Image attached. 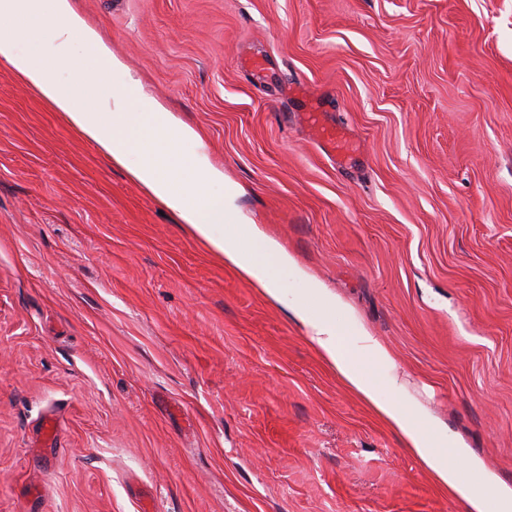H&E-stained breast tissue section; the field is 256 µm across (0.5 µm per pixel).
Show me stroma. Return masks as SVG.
Wrapping results in <instances>:
<instances>
[{
	"instance_id": "35a3bbf8",
	"label": "stroma",
	"mask_w": 512,
	"mask_h": 512,
	"mask_svg": "<svg viewBox=\"0 0 512 512\" xmlns=\"http://www.w3.org/2000/svg\"><path fill=\"white\" fill-rule=\"evenodd\" d=\"M74 5L387 348L463 479L512 489V0ZM0 512L467 509L0 62Z\"/></svg>"
}]
</instances>
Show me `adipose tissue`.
<instances>
[{"label":"adipose tissue","mask_w":512,"mask_h":512,"mask_svg":"<svg viewBox=\"0 0 512 512\" xmlns=\"http://www.w3.org/2000/svg\"><path fill=\"white\" fill-rule=\"evenodd\" d=\"M5 20L18 22L19 29L0 32V61L69 128L173 212L211 255L269 302L294 310L318 357L402 436L438 489L465 500L468 512H512L511 489L491 479L477 489L461 479L459 467L469 460L465 449L403 396L387 349L367 333L341 328L333 296L319 282L302 278L287 253L240 211L237 187L226 184L193 128L131 77L124 90L101 83L88 101L77 99L58 74L77 55L103 72L121 73L125 66L72 0H0V22ZM27 31L43 34L30 49L21 46ZM187 144L192 147L188 153L183 150ZM308 296L316 299V307L305 305ZM378 369L384 371V380L376 379Z\"/></svg>","instance_id":"1"}]
</instances>
